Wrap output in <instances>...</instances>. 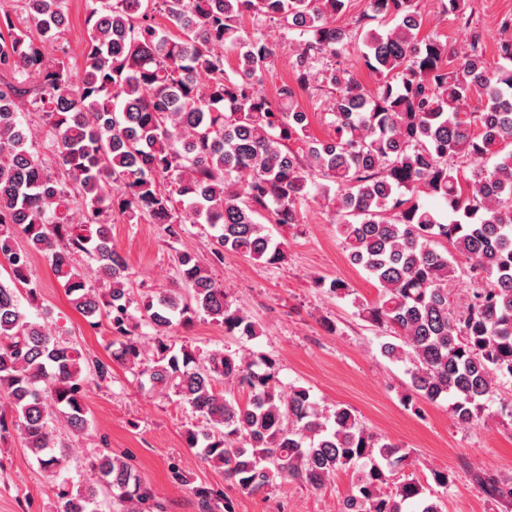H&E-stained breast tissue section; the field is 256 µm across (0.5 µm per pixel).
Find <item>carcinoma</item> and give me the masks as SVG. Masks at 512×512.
I'll use <instances>...</instances> for the list:
<instances>
[{"label":"carcinoma","mask_w":512,"mask_h":512,"mask_svg":"<svg viewBox=\"0 0 512 512\" xmlns=\"http://www.w3.org/2000/svg\"><path fill=\"white\" fill-rule=\"evenodd\" d=\"M369 5L371 13L343 26L336 19L346 0H92L79 71L65 46L60 58L45 54L61 39L67 0H17L23 27L0 13V259L9 276L0 281V391L8 398L0 433L15 427L47 474L61 476L71 451L57 446L50 423L83 435L88 369L104 381L111 366L23 309L38 283L30 251L16 247L19 230L48 258L74 309L90 323L108 321L111 360L199 414L187 446L239 491L259 495L290 480L320 489L350 471L339 512H443L440 496L404 473L409 453L367 433L351 407L328 413L309 388L282 389L263 353L177 349L170 336L201 313L227 334L257 335L209 266L223 264L226 252L283 264L285 243L260 219L299 223L314 191L334 213L350 263L377 285L360 314L389 333L381 354L408 365L413 408L450 399L454 419L467 426L512 380V66L490 67L483 30L469 19L468 43L455 51L421 35L425 18L414 0ZM372 19L390 27L369 29ZM269 23L299 37L294 79L273 98L262 90L276 57ZM351 45L374 88L319 67ZM323 83L335 120L333 135L320 140L308 133L297 90ZM25 112L47 125L54 166L31 151L37 129ZM463 158L493 164L469 176ZM423 195L442 199L448 220ZM115 211L130 224H161L171 239L187 224L212 230L208 263L176 253L175 288L145 297L137 317L132 269L112 243ZM441 242L450 249L438 251ZM453 253L468 267L449 260ZM80 254L96 258L95 280L76 265ZM464 279L471 287L461 292ZM143 327L155 350L148 359ZM91 469L93 483L75 494L58 484V512H99L101 489L124 512L161 510L127 459L101 454ZM475 480L491 499L512 500V482L480 473ZM195 496L199 512H235L210 487Z\"/></svg>","instance_id":"1"}]
</instances>
